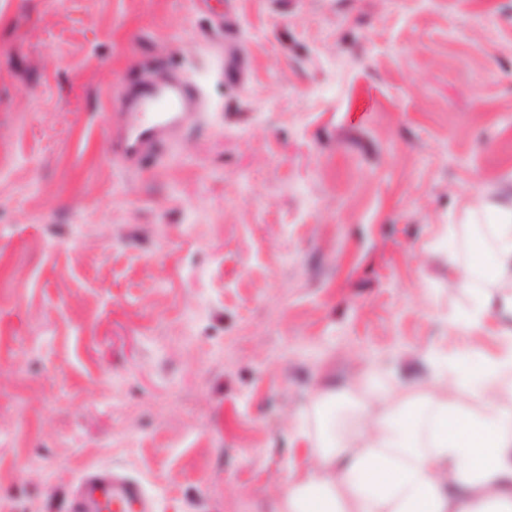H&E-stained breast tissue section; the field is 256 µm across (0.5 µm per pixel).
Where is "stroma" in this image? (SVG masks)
Returning a JSON list of instances; mask_svg holds the SVG:
<instances>
[{"label":"stroma","mask_w":512,"mask_h":512,"mask_svg":"<svg viewBox=\"0 0 512 512\" xmlns=\"http://www.w3.org/2000/svg\"><path fill=\"white\" fill-rule=\"evenodd\" d=\"M147 59L206 110L131 172ZM511 191L512 0H0V512H274L319 389L499 353L448 265ZM156 503L142 483L112 470L94 468L81 477L66 512H155Z\"/></svg>","instance_id":"35a3bbf8"}]
</instances>
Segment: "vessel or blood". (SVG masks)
Returning <instances> with one entry per match:
<instances>
[{
	"mask_svg": "<svg viewBox=\"0 0 512 512\" xmlns=\"http://www.w3.org/2000/svg\"><path fill=\"white\" fill-rule=\"evenodd\" d=\"M201 98L200 90L181 82L175 93L163 94L144 87L116 142L121 163L141 169L165 155L172 144L170 131L187 118L183 106ZM156 503L142 483L109 468L85 472L67 502L66 512H155Z\"/></svg>",
	"mask_w": 512,
	"mask_h": 512,
	"instance_id": "vessel-or-blood-1",
	"label": "vessel or blood"
}]
</instances>
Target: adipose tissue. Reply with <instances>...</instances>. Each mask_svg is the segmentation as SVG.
<instances>
[{
    "label": "adipose tissue",
    "mask_w": 512,
    "mask_h": 512,
    "mask_svg": "<svg viewBox=\"0 0 512 512\" xmlns=\"http://www.w3.org/2000/svg\"><path fill=\"white\" fill-rule=\"evenodd\" d=\"M468 216L492 237L469 243L459 286L482 270L493 293L472 297L466 325L490 310L512 319V200H484ZM430 385L375 391L369 382L320 391L310 404L316 470L292 475L274 512H512V336L462 370L434 365ZM465 392L480 410L462 408Z\"/></svg>",
    "instance_id": "adipose-tissue-1"
}]
</instances>
